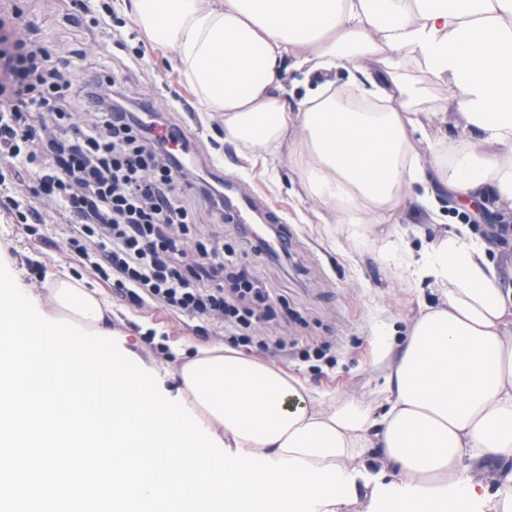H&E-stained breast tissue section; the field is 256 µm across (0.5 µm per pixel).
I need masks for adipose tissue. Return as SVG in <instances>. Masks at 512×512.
<instances>
[{"mask_svg": "<svg viewBox=\"0 0 512 512\" xmlns=\"http://www.w3.org/2000/svg\"><path fill=\"white\" fill-rule=\"evenodd\" d=\"M125 14L174 50L225 144L255 165L287 155L323 223L438 296L403 331L370 328L383 412L219 346L178 370L189 409L225 446L338 465L358 491L370 473L426 488L468 478L480 496L494 464L486 512H512V289L467 225L417 250L390 228L447 190L512 210V0H130ZM43 311L92 332L112 308L71 278L51 283Z\"/></svg>", "mask_w": 512, "mask_h": 512, "instance_id": "adipose-tissue-1", "label": "adipose tissue"}]
</instances>
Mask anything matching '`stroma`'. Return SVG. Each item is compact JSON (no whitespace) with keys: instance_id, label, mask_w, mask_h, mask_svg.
Returning <instances> with one entry per match:
<instances>
[{"instance_id":"35a3bbf8","label":"stroma","mask_w":512,"mask_h":512,"mask_svg":"<svg viewBox=\"0 0 512 512\" xmlns=\"http://www.w3.org/2000/svg\"><path fill=\"white\" fill-rule=\"evenodd\" d=\"M118 0H6L0 8V23H7L16 36L39 38L54 57L70 61L82 78L111 75L137 94L150 98L156 109L177 103L175 123L187 126L204 141L210 157L220 160L228 178L245 181L266 198L285 224L297 232L287 261L277 262L252 252L234 224L216 222L197 184L182 186L201 234L223 239L225 251L234 261L251 265L255 275L272 288L275 319L256 324L251 333L258 339L282 341L285 351L244 347L246 355L276 365L305 380L325 398L363 394L378 399L382 371L374 364L367 339L372 324L385 317L406 319L415 315L420 301H433L432 293L415 298L406 293L393 266L379 259L368 244L349 241L342 225L319 223L309 204L292 196L288 188L292 172L287 157H280L271 172L251 168L234 149L220 144L221 121L207 112L177 69L170 49L146 40L132 23L121 27L119 42H112L100 25L91 23L105 8H116ZM437 222L419 227L417 215L407 213L397 223L407 240L419 230L428 235L453 231L468 222V208L453 193L440 198ZM61 216L51 214L47 222L29 232L0 208V254L7 256L25 283L46 293L49 282L62 274L100 289L112 306V331L122 341L131 359L156 368L165 377L164 387L176 392L179 382L173 371L178 359L174 347L188 351L231 343L220 323L176 314L165 309L130 304L113 282L101 280L85 268L61 238ZM502 234L491 243V259L504 287L512 288V213L503 214L493 200H485L475 234H489L491 225ZM329 349L330 360L315 359Z\"/></svg>"}]
</instances>
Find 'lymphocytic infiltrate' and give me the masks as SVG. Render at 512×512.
Here are the masks:
<instances>
[{"mask_svg":"<svg viewBox=\"0 0 512 512\" xmlns=\"http://www.w3.org/2000/svg\"><path fill=\"white\" fill-rule=\"evenodd\" d=\"M9 68L0 83V184L35 172L25 204L8 200L17 223L46 221L52 202L67 222L61 232L74 255L101 279L114 281L134 304L221 322L251 342L252 324L269 314L271 292L220 247L198 243V257L212 264L213 285L200 286L186 253L169 227L190 235L192 219L177 193L183 174L174 149L176 124L133 101L115 78L79 81L67 61L37 41L5 38ZM84 108L93 124H71Z\"/></svg>","mask_w":512,"mask_h":512,"instance_id":"obj_1","label":"lymphocytic infiltrate"}]
</instances>
